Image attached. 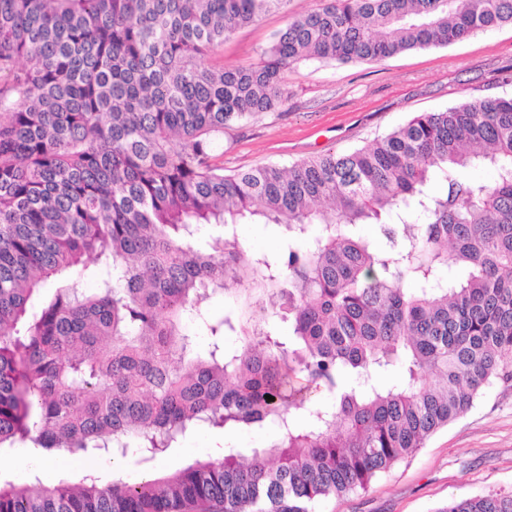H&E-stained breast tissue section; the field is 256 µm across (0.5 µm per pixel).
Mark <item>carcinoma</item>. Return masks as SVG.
Returning <instances> with one entry per match:
<instances>
[{"instance_id":"obj_1","label":"carcinoma","mask_w":512,"mask_h":512,"mask_svg":"<svg viewBox=\"0 0 512 512\" xmlns=\"http://www.w3.org/2000/svg\"><path fill=\"white\" fill-rule=\"evenodd\" d=\"M286 3L0 0V455L274 432L153 478L0 474V512H315L512 382V97L288 168L214 155L288 102L291 64L447 46L512 24V0H326L259 62L206 63ZM247 224L279 249L246 250ZM437 512H512V490Z\"/></svg>"}]
</instances>
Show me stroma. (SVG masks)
<instances>
[{
	"mask_svg": "<svg viewBox=\"0 0 512 512\" xmlns=\"http://www.w3.org/2000/svg\"><path fill=\"white\" fill-rule=\"evenodd\" d=\"M324 0H288L238 30L208 59L214 67L259 61L295 14ZM286 106L232 123L215 153L232 174L262 164L284 167L366 145L422 112L472 98L512 97V24L445 47L402 52L381 62L303 60L288 70ZM489 489H512V386L497 384L463 417L368 490L322 500L316 512H434Z\"/></svg>",
	"mask_w": 512,
	"mask_h": 512,
	"instance_id": "obj_1",
	"label": "stroma"
}]
</instances>
